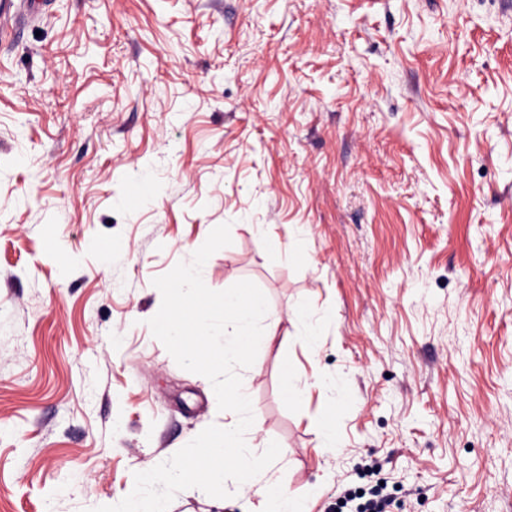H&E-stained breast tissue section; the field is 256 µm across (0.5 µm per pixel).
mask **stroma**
Segmentation results:
<instances>
[{"label": "stroma", "instance_id": "1", "mask_svg": "<svg viewBox=\"0 0 512 512\" xmlns=\"http://www.w3.org/2000/svg\"><path fill=\"white\" fill-rule=\"evenodd\" d=\"M223 223L261 480L512 512V0H52L0 41V512L117 504L223 425L148 325ZM226 487L168 512H262Z\"/></svg>", "mask_w": 512, "mask_h": 512}]
</instances>
